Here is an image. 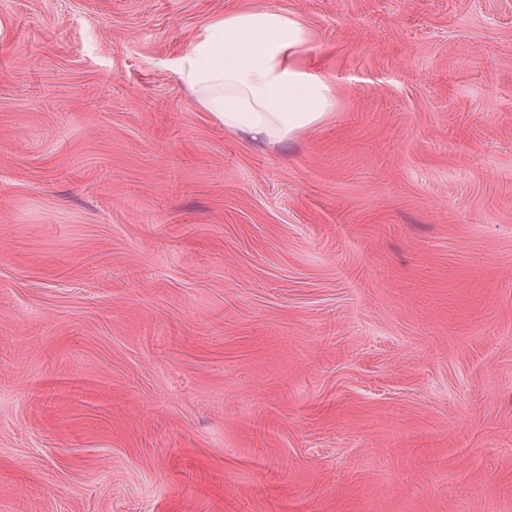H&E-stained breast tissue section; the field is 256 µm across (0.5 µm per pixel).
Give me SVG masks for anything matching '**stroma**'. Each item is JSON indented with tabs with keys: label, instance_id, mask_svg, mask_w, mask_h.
Segmentation results:
<instances>
[{
	"label": "stroma",
	"instance_id": "stroma-1",
	"mask_svg": "<svg viewBox=\"0 0 512 512\" xmlns=\"http://www.w3.org/2000/svg\"><path fill=\"white\" fill-rule=\"evenodd\" d=\"M244 7L282 145L175 73ZM0 512H512V0H0ZM310 33L282 10L212 19L177 63L179 81L225 132L282 144L336 109V86L305 54Z\"/></svg>",
	"mask_w": 512,
	"mask_h": 512
}]
</instances>
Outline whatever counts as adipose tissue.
<instances>
[{
	"mask_svg": "<svg viewBox=\"0 0 512 512\" xmlns=\"http://www.w3.org/2000/svg\"><path fill=\"white\" fill-rule=\"evenodd\" d=\"M310 33L281 10H237L212 19L177 63L182 85L226 132L282 144L336 108V87L305 54Z\"/></svg>",
	"mask_w": 512,
	"mask_h": 512,
	"instance_id": "1",
	"label": "adipose tissue"
}]
</instances>
